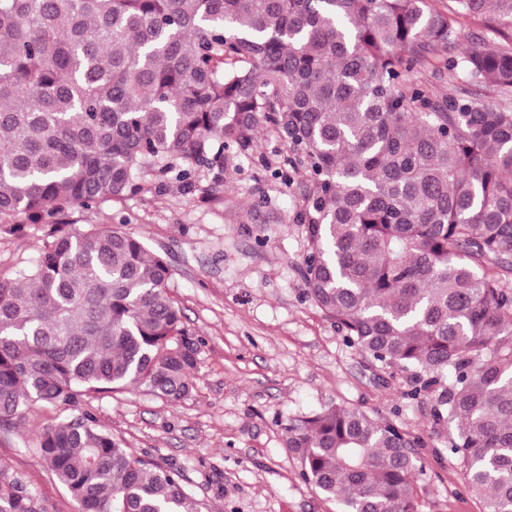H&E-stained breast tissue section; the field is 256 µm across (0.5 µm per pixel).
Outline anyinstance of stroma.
<instances>
[{
	"label": "stroma",
	"instance_id": "stroma-1",
	"mask_svg": "<svg viewBox=\"0 0 512 512\" xmlns=\"http://www.w3.org/2000/svg\"><path fill=\"white\" fill-rule=\"evenodd\" d=\"M254 153L221 173L197 167L189 191L148 175L136 194L68 214L81 226L122 229L162 255L169 294L201 342L188 397L168 401L130 388L91 400L88 410L136 456L180 471L197 512H336L302 478L281 429L336 404L377 412L418 438V512H485L448 448L456 424L433 420L437 390L411 396L409 373L376 371L306 297L307 243L297 218L310 183L301 173L282 178L288 151L268 132L258 133ZM47 231L22 216L0 224V276L34 260ZM72 414L50 406L0 432V461L49 512L78 505L35 454L37 435Z\"/></svg>",
	"mask_w": 512,
	"mask_h": 512
}]
</instances>
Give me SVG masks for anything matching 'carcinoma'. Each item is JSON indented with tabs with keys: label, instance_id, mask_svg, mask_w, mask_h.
I'll list each match as a JSON object with an SVG mask.
<instances>
[{
	"label": "carcinoma",
	"instance_id": "1",
	"mask_svg": "<svg viewBox=\"0 0 512 512\" xmlns=\"http://www.w3.org/2000/svg\"><path fill=\"white\" fill-rule=\"evenodd\" d=\"M262 129L311 183L306 295L413 393L447 384L434 418L458 423L468 486L512 512V0H0V224L51 221L0 278V426L129 387L191 394L200 342L167 261L58 217L151 172L189 189ZM282 431L340 512H418V439L395 421L336 405ZM34 451L79 512H193L178 472L88 411ZM0 512H47L1 463Z\"/></svg>",
	"mask_w": 512,
	"mask_h": 512
}]
</instances>
